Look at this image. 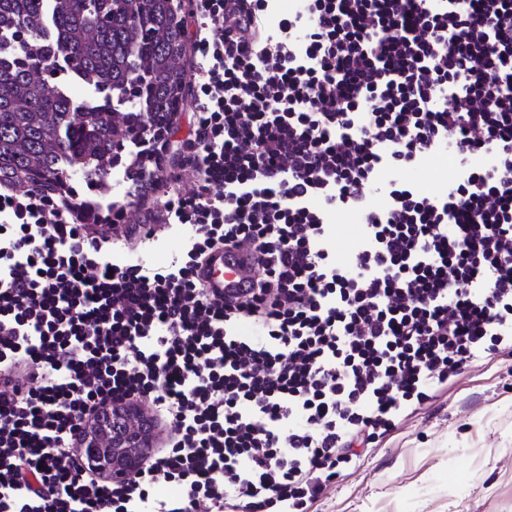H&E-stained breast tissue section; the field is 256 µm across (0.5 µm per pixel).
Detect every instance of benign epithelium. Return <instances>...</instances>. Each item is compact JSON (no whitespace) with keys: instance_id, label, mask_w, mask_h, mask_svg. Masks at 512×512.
<instances>
[{"instance_id":"benign-epithelium-1","label":"benign epithelium","mask_w":512,"mask_h":512,"mask_svg":"<svg viewBox=\"0 0 512 512\" xmlns=\"http://www.w3.org/2000/svg\"><path fill=\"white\" fill-rule=\"evenodd\" d=\"M148 413L141 408H113L100 412L82 434L85 464L114 482L136 471L145 449L154 447Z\"/></svg>"}]
</instances>
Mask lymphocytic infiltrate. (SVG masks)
I'll use <instances>...</instances> for the list:
<instances>
[{
	"instance_id": "lymphocytic-infiltrate-1",
	"label": "lymphocytic infiltrate",
	"mask_w": 512,
	"mask_h": 512,
	"mask_svg": "<svg viewBox=\"0 0 512 512\" xmlns=\"http://www.w3.org/2000/svg\"><path fill=\"white\" fill-rule=\"evenodd\" d=\"M203 2L223 28L195 42L190 179L113 203L106 247L71 207L0 193V512H307L512 353V0ZM446 143V189L406 180ZM338 213L361 226L343 259ZM161 226L188 250L138 264ZM216 246L258 254L244 298L195 278ZM139 401L164 445L91 478L84 426Z\"/></svg>"
}]
</instances>
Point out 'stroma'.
I'll return each mask as SVG.
<instances>
[{
  "label": "stroma",
  "instance_id": "1",
  "mask_svg": "<svg viewBox=\"0 0 512 512\" xmlns=\"http://www.w3.org/2000/svg\"><path fill=\"white\" fill-rule=\"evenodd\" d=\"M309 512H512V357L473 364Z\"/></svg>",
  "mask_w": 512,
  "mask_h": 512
}]
</instances>
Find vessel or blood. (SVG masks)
Wrapping results in <instances>:
<instances>
[{"label": "vessel or blood", "mask_w": 512, "mask_h": 512, "mask_svg": "<svg viewBox=\"0 0 512 512\" xmlns=\"http://www.w3.org/2000/svg\"><path fill=\"white\" fill-rule=\"evenodd\" d=\"M258 270L254 254L221 246L211 249L198 265L195 276L210 295L233 299L252 288Z\"/></svg>", "instance_id": "b4317fda"}]
</instances>
